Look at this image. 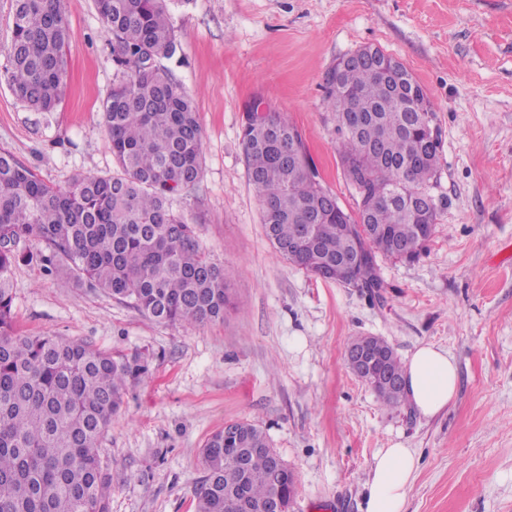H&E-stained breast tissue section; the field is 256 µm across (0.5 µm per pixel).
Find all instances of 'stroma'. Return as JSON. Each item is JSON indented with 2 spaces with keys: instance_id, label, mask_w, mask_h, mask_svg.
<instances>
[{
  "instance_id": "35a3bbf8",
  "label": "stroma",
  "mask_w": 512,
  "mask_h": 512,
  "mask_svg": "<svg viewBox=\"0 0 512 512\" xmlns=\"http://www.w3.org/2000/svg\"><path fill=\"white\" fill-rule=\"evenodd\" d=\"M178 55L168 65L202 130L201 176L175 201L222 265L237 306L203 327L161 324L87 288L61 287L38 261L12 274L24 336L79 340L147 373L130 387L101 455L121 475L110 512H196L201 450L224 424L262 429L296 477L288 512H364L374 458L390 442L418 469L405 512H512V0H171ZM66 91L51 113L0 82V152L47 184L116 171L100 106L117 69L92 0H63ZM372 46L425 89L441 131L430 187L440 212L412 260L378 256L380 298L317 278L266 239L248 182L242 113L259 98L302 131L340 206L355 199L339 165L325 77ZM384 337L400 360L434 344L457 361L443 413L387 407L345 350Z\"/></svg>"
}]
</instances>
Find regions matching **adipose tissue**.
<instances>
[{"mask_svg": "<svg viewBox=\"0 0 512 512\" xmlns=\"http://www.w3.org/2000/svg\"><path fill=\"white\" fill-rule=\"evenodd\" d=\"M458 375L455 359L433 344L419 346L405 366L406 401L419 416L434 417L453 401ZM418 469L412 449L392 443L374 459L364 512H404L407 489Z\"/></svg>", "mask_w": 512, "mask_h": 512, "instance_id": "ef3b65f1", "label": "adipose tissue"}]
</instances>
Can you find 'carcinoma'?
<instances>
[{"mask_svg": "<svg viewBox=\"0 0 512 512\" xmlns=\"http://www.w3.org/2000/svg\"><path fill=\"white\" fill-rule=\"evenodd\" d=\"M170 0H93L112 37L119 67L102 104L112 176L75 174L65 188L41 180L14 155L0 152V512H109L112 467L100 440L129 388L147 371L138 359H115L80 341L15 332L13 268L34 259L62 270L64 288L86 285L125 301L159 323L199 327L224 320L230 305L224 268L203 252L174 197L201 174L202 136L192 99L162 64L179 51ZM69 27L61 0H14L12 37L0 72L13 95L51 112L66 88ZM416 100L383 87L359 65L325 78L334 112L342 175L367 222L356 230L364 263H349L340 230L351 213L326 207L309 178L314 162L281 112H255L242 123L250 185L262 203L265 236L290 264L319 276L305 260L300 228L313 225L324 264L343 267L342 281L382 288L377 255L411 245L414 259L431 238L438 205L421 216L391 201L414 198L435 177L441 139L427 129L435 111L421 85ZM389 385H366L395 407L405 402L402 362L393 355ZM246 442L224 445L215 432L202 448L204 475L194 489L197 512H256L274 496L290 504L292 471L272 476L274 450L245 421L226 424Z\"/></svg>", "mask_w": 512, "mask_h": 512, "instance_id": "cac0c4a2", "label": "carcinoma"}]
</instances>
